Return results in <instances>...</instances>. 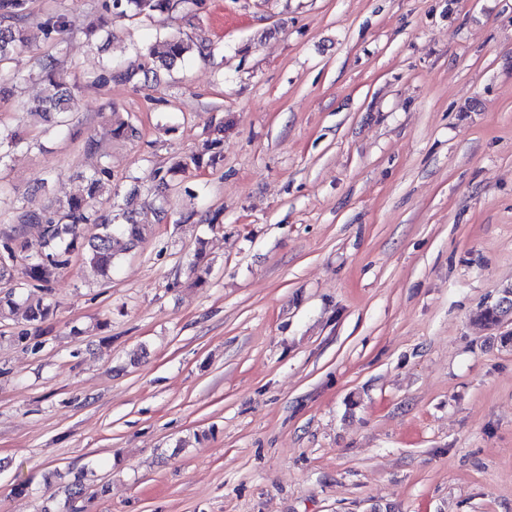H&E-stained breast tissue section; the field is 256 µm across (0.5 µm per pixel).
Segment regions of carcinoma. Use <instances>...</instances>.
Here are the masks:
<instances>
[{"label": "carcinoma", "mask_w": 512, "mask_h": 512, "mask_svg": "<svg viewBox=\"0 0 512 512\" xmlns=\"http://www.w3.org/2000/svg\"><path fill=\"white\" fill-rule=\"evenodd\" d=\"M28 0H0V68L5 66L18 48L27 45L28 39L21 27L27 17ZM173 7V0H112V8L129 9L133 15L152 18L157 12ZM45 35L60 36L69 31L70 23L64 13L53 12L40 22ZM205 57L210 45L205 42L190 44L181 39L169 38L146 49L151 67L144 76L154 72L152 65L158 63L170 67L191 53ZM44 85V94L37 100V107L46 118L59 128L64 125L61 114L68 111L75 98L74 87L58 72L54 60L40 64L38 74ZM23 142L19 133L0 128V166L4 165L11 151ZM219 156L208 157L193 154L162 171L156 170L153 179L160 182L176 172L190 168L202 170L217 164ZM85 193L57 196L41 211H26L20 216L21 225L36 224L40 227V238L34 249L19 240L12 244L0 242V278L8 284L0 290V315L22 312L26 328L18 332L15 341L26 344L46 333L45 324L53 314L55 304L51 300V283L62 270L79 259L82 266L92 270L105 280L112 274V242L117 234H127L137 240L147 231L145 224L117 223L119 215L105 211L99 206L103 198H112V171L103 164L86 177ZM91 228L97 229L87 235ZM31 250L22 272V280L11 285L17 252ZM503 308L500 303L485 306L478 316L482 322L497 326L501 322Z\"/></svg>", "instance_id": "obj_1"}]
</instances>
